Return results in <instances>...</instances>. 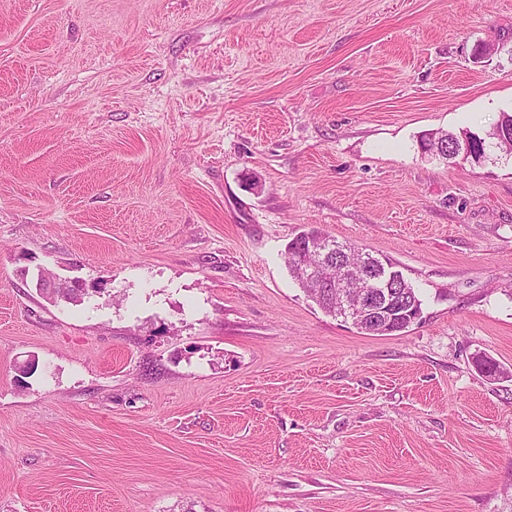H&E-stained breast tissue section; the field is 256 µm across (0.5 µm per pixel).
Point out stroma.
Segmentation results:
<instances>
[{
    "label": "stroma",
    "mask_w": 512,
    "mask_h": 512,
    "mask_svg": "<svg viewBox=\"0 0 512 512\" xmlns=\"http://www.w3.org/2000/svg\"><path fill=\"white\" fill-rule=\"evenodd\" d=\"M504 112L512 0H0V512H512V159L420 150ZM307 234L322 236L326 239L329 244L336 246L340 244L342 246H347L349 248H353V251L347 255L345 261L348 264L359 267L360 265L366 263V260L370 257L373 258V261L377 262L379 265H384L388 263L396 267V265L390 260H380L369 253H363L358 248L354 246L338 243L336 240L331 239L329 236L324 234L322 231L316 228H310L307 230H302L299 232L288 244L285 248V259L288 266V272L291 277L297 282L300 288L304 290L309 298L316 302V304L323 309L327 313H335L336 316V305L339 296L342 293L350 292L357 288H360V280L356 277L348 276L345 273L344 264L342 261H338L336 263V252L332 254V258H330V263L325 269L324 280L328 281L335 288H322L325 284L321 283V281H307L301 274L300 270L302 269L301 264L303 263L304 252L300 249L299 245L301 240ZM336 281L339 283L340 288H337ZM323 294V295H322ZM320 297V299H319ZM383 269V277L386 283V290L383 293L366 291L359 301H344L343 307L337 312L345 320L352 323H359L369 331L382 334L402 333L407 328H397V325L390 328L395 315L404 312L403 300H400L395 288H400L399 280L394 271L388 267L380 266ZM381 269V270H382Z\"/></svg>",
    "instance_id": "stroma-1"
}]
</instances>
